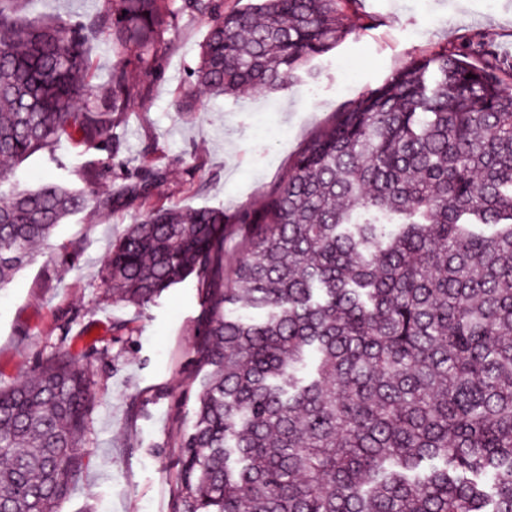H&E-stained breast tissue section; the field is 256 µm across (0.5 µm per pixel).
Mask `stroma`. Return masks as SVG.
<instances>
[{"mask_svg":"<svg viewBox=\"0 0 512 512\" xmlns=\"http://www.w3.org/2000/svg\"><path fill=\"white\" fill-rule=\"evenodd\" d=\"M101 0H22L26 18L74 20L95 14ZM350 35L313 61L316 80L285 92L246 98L201 97L196 111L176 107L198 61L207 23L183 17L162 49L159 73L133 69L150 84L118 129L119 165L101 180L111 210L90 202L62 224L36 262L0 289V389L30 378L47 359L81 355L92 378L91 414L82 449L85 467L62 512H171L179 435L192 417L199 379L194 349L204 307L195 288H174L147 310L107 296L103 258L147 201L123 191L124 167L147 163L162 180L153 201L178 207H221L231 213L273 191L298 151L344 106L385 82L411 58L470 46L512 63V0H353L344 9ZM96 151L78 155L61 140L54 156L15 165L28 187L48 180L81 186L79 169ZM127 325L114 335L112 324Z\"/></svg>","mask_w":512,"mask_h":512,"instance_id":"35a3bbf8","label":"stroma"}]
</instances>
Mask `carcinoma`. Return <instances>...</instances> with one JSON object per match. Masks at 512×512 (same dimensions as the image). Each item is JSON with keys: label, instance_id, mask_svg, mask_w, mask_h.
Segmentation results:
<instances>
[{"label": "carcinoma", "instance_id": "carcinoma-1", "mask_svg": "<svg viewBox=\"0 0 512 512\" xmlns=\"http://www.w3.org/2000/svg\"><path fill=\"white\" fill-rule=\"evenodd\" d=\"M0 0V162L66 138L106 154L166 33L207 20L193 87L288 90L349 35L348 0H103L83 20H24ZM116 63L92 98L90 47ZM472 78H467V75ZM162 173L136 169L150 199ZM85 193L0 168V288ZM245 247L224 276V223ZM103 282L146 308L191 284L202 376L179 440L172 512H512V65L446 48L411 59L319 128L286 179L233 216L149 204ZM91 381L70 354L0 390V512H60L84 466Z\"/></svg>", "mask_w": 512, "mask_h": 512}]
</instances>
